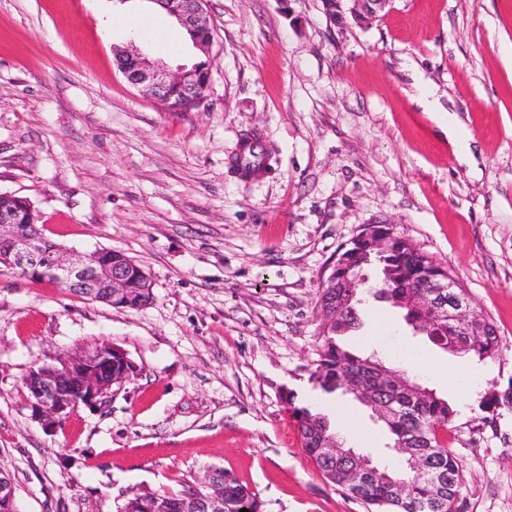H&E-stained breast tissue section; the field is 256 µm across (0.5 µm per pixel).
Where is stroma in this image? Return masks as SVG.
I'll use <instances>...</instances> for the list:
<instances>
[{
    "label": "stroma",
    "instance_id": "stroma-1",
    "mask_svg": "<svg viewBox=\"0 0 512 512\" xmlns=\"http://www.w3.org/2000/svg\"><path fill=\"white\" fill-rule=\"evenodd\" d=\"M210 76L200 104L169 111L117 68L139 38L170 71L204 54L146 0H0V193L26 198L46 238L124 252L154 298L127 310L0 270V469L21 512H119L216 465L264 512H366L329 484L282 400L335 405L346 446L396 467L370 407L313 390L317 294L362 225L388 220L450 268L505 354L476 363L433 346L364 294L355 354L423 362L418 378L457 415L466 512H512V0H392L363 28L321 0H207ZM465 121L478 169L438 127ZM271 150L244 179L251 132ZM120 347L135 372L104 407L53 429L23 379L61 353ZM504 405L512 408V386L511 390H505L503 393L495 391L485 393L479 401V407L487 413L492 412V417L490 418L489 416H485L483 417V420L486 422H492L494 419V412L500 406Z\"/></svg>",
    "mask_w": 512,
    "mask_h": 512
}]
</instances>
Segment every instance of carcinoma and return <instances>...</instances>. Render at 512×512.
I'll return each instance as SVG.
<instances>
[{
	"label": "carcinoma",
	"mask_w": 512,
	"mask_h": 512,
	"mask_svg": "<svg viewBox=\"0 0 512 512\" xmlns=\"http://www.w3.org/2000/svg\"><path fill=\"white\" fill-rule=\"evenodd\" d=\"M244 142H258L260 150L249 153L247 157L239 153L232 159L233 170L242 177L248 176L253 166L267 167L270 155L258 135L251 133ZM346 253L350 254L349 263L342 270L336 287L322 288L318 293V308L329 312L333 323L320 324L316 359L306 368L308 381L314 388L332 395L338 390L349 389L356 380L362 384L370 382L377 367L400 375L404 382L390 385L381 392V396L393 402L399 411V417L384 424V428L391 448L401 459L408 461L409 452H414L430 475L417 473L407 465L400 469L383 468L403 484L400 491L382 475L362 486L353 483L341 460L325 455L323 442L334 433L329 415L298 404L296 393L290 390L284 394V402L297 422L303 448L327 482L341 488L350 498L367 509H373V512H464L462 465L443 437L455 419L453 405L436 391L417 384L405 371L389 367L374 357L363 358L341 343V335L359 323L357 296L365 288L361 271L370 264L360 249L353 245ZM420 263V257L408 252L406 247H397L381 263L382 278L376 296L381 299L386 294L387 301L395 302L397 295L407 292L406 286L420 280ZM448 293L461 296L468 302L470 310L466 321L457 317H437L431 334L427 335L428 340L445 351L457 341L463 343L466 345L464 355L480 363L501 359L504 347L492 321L465 289L450 288ZM504 405L512 408V389L485 393L479 401V407L487 412L483 420L490 421L488 413ZM216 471L224 478L223 512H240L243 508L249 512H261V501L256 494L224 469L218 467ZM204 494L205 490L196 483H186L174 494L145 493L129 498L121 512H136L135 504L140 499L181 503L188 497H202Z\"/></svg>",
	"instance_id": "cac0c4a2"
}]
</instances>
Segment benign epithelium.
Returning a JSON list of instances; mask_svg holds the SVG:
<instances>
[{"label": "benign epithelium", "mask_w": 512, "mask_h": 512, "mask_svg": "<svg viewBox=\"0 0 512 512\" xmlns=\"http://www.w3.org/2000/svg\"><path fill=\"white\" fill-rule=\"evenodd\" d=\"M175 17L186 31L193 45L207 51L210 29L206 0H150ZM392 0H322L324 11L338 26L353 21L368 25L382 16ZM119 70L128 82L141 89L147 96L164 103L171 112H185L197 104L207 85V77L199 66L181 75H173L162 64L141 53L126 48L114 49ZM14 196L0 195V242L7 246L0 254V264L25 277L34 275L64 284L74 292L100 298L104 303L129 299L151 287L146 269L132 259L120 263L112 261V251L98 250L89 254L68 250L59 245L45 246L41 239L25 235L20 229V216L13 203ZM352 241L365 248L368 255L381 256L394 249V240L377 223L362 227ZM427 287L436 289L437 299L429 294L406 292L399 296L401 303L416 309L429 308L444 311L440 298L455 284L446 278L423 272ZM122 371H112V346L105 344L86 354L72 356L61 368L60 363L43 364L31 369L27 379V406L31 416L45 426L61 423L78 406L100 408L112 397V387L127 381L133 365L126 355H121ZM354 392L373 410L378 419L385 421L395 415L388 403L375 400L371 391L362 386ZM329 456H345L354 463L351 476L378 471L377 465L366 455L344 446L333 435L324 445ZM198 482L208 490L206 508L217 512L224 499V484L207 468ZM0 512H20L13 478L0 471Z\"/></svg>", "instance_id": "benign-epithelium-1"}]
</instances>
